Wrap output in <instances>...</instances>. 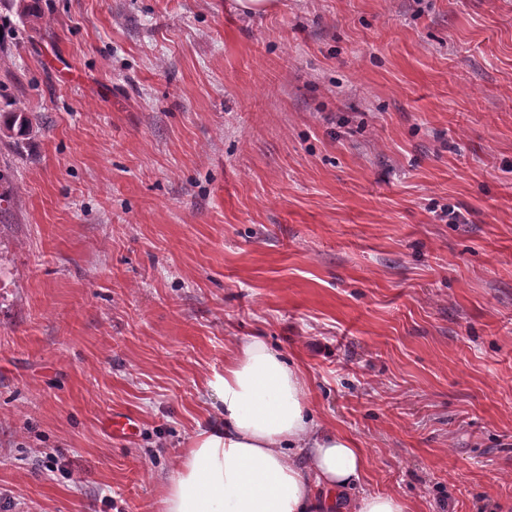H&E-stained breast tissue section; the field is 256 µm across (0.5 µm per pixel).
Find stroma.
<instances>
[{
    "label": "stroma",
    "mask_w": 512,
    "mask_h": 512,
    "mask_svg": "<svg viewBox=\"0 0 512 512\" xmlns=\"http://www.w3.org/2000/svg\"><path fill=\"white\" fill-rule=\"evenodd\" d=\"M42 14L0 4L33 123L0 151V512H161L247 336L358 490L512 512V0ZM105 425L113 437L126 438L136 432L138 421L129 414L114 413L105 420Z\"/></svg>",
    "instance_id": "35a3bbf8"
}]
</instances>
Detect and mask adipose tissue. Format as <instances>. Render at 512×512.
<instances>
[{
  "label": "adipose tissue",
  "mask_w": 512,
  "mask_h": 512,
  "mask_svg": "<svg viewBox=\"0 0 512 512\" xmlns=\"http://www.w3.org/2000/svg\"><path fill=\"white\" fill-rule=\"evenodd\" d=\"M213 390L223 415L198 424L162 512H334L359 481L358 449L316 421L301 369L262 337L238 342Z\"/></svg>",
  "instance_id": "obj_1"
}]
</instances>
